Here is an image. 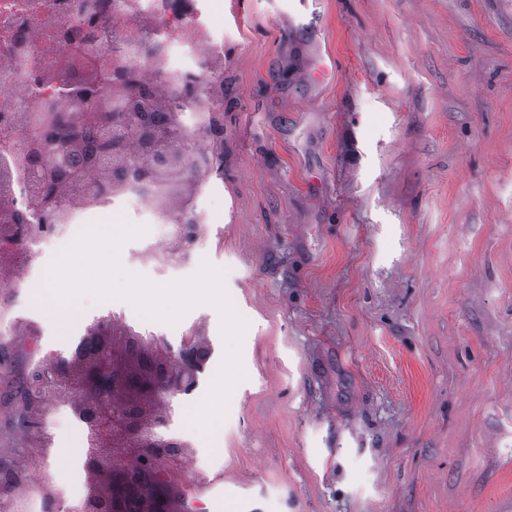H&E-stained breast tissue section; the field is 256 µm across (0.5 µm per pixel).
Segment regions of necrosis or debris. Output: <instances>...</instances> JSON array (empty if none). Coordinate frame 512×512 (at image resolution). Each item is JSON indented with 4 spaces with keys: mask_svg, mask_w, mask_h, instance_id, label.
Instances as JSON below:
<instances>
[{
    "mask_svg": "<svg viewBox=\"0 0 512 512\" xmlns=\"http://www.w3.org/2000/svg\"><path fill=\"white\" fill-rule=\"evenodd\" d=\"M216 0H0V197L34 211L26 157L42 128L35 117L64 92H79L86 73L53 79L65 54L96 57L103 75L127 73L136 84L179 102L200 96L205 77L224 69V39L215 32ZM116 178L95 173L73 187L57 219L68 238L89 217L122 218L123 207L143 211L160 231L137 257L144 265L183 261L180 226L169 223L159 197L137 187L104 192Z\"/></svg>",
    "mask_w": 512,
    "mask_h": 512,
    "instance_id": "obj_1",
    "label": "necrosis or debris"
}]
</instances>
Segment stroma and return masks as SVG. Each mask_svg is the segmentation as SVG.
I'll return each instance as SVG.
<instances>
[{
    "label": "stroma",
    "mask_w": 512,
    "mask_h": 512,
    "mask_svg": "<svg viewBox=\"0 0 512 512\" xmlns=\"http://www.w3.org/2000/svg\"><path fill=\"white\" fill-rule=\"evenodd\" d=\"M332 64L312 77L318 59ZM199 258L126 273L165 287L220 270L246 323L244 376L210 434L189 423L228 345L222 314L191 307L148 339L179 367L166 432L187 452L153 494L193 512H512V0H224V180L199 194ZM0 287V464L35 478L15 393L67 354L101 307L116 347L128 300L47 312L46 270ZM57 478L43 512L85 485L82 423L44 416Z\"/></svg>",
    "instance_id": "obj_1"
}]
</instances>
